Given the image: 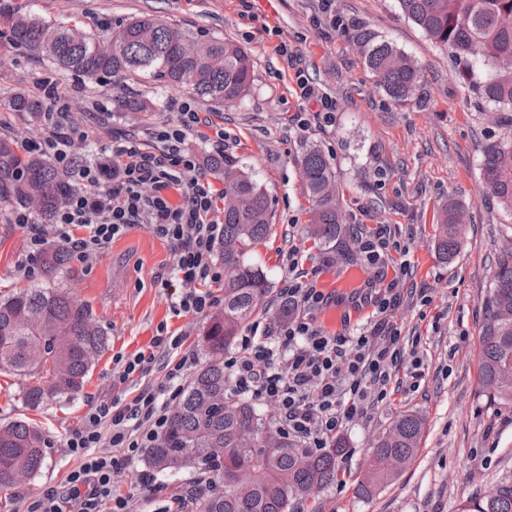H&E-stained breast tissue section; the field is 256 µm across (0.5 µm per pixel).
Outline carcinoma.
<instances>
[{
	"instance_id": "1",
	"label": "carcinoma",
	"mask_w": 512,
	"mask_h": 512,
	"mask_svg": "<svg viewBox=\"0 0 512 512\" xmlns=\"http://www.w3.org/2000/svg\"><path fill=\"white\" fill-rule=\"evenodd\" d=\"M397 2L408 20L448 50L474 100L492 109L494 121L512 112V0ZM0 36L14 48L46 57L63 74L91 82L147 73L225 105L244 100L253 82V60L235 41L164 19L132 18L103 35L66 21L47 22L16 6L0 11ZM345 36L391 99L423 101L421 69L411 56L364 24L349 25ZM10 107L31 116L42 112L39 101L21 93ZM208 167L224 183V224L217 242L224 261V307L211 316L202 337L205 363L169 411L165 432L146 449V462L159 474L198 468L220 478L223 490L201 502L198 512H294L291 497L309 486L322 490L336 482V457L345 447L332 440L312 452L282 436L253 404L229 392L224 350L263 308L269 292L264 274L248 255L268 235L272 211L265 188L239 161L216 156ZM301 169L312 202L307 234L330 244L348 231L334 159L310 146ZM0 174V201L30 203L46 222L77 190L72 172L41 156L22 163L6 141H0ZM481 174L483 197L512 218V134L484 148ZM465 227L464 207L448 201L435 235L440 258L450 261L459 253ZM68 260L64 248L52 245L40 264L50 277ZM108 343L107 331L88 306L61 288L26 289L0 300V370L30 380L25 399L33 407L80 393ZM478 343L482 395L493 405H512V244L498 254ZM423 431L421 415L406 412L375 440L370 467L359 481L363 495L397 477L417 453ZM268 443L281 451L264 454ZM42 444V433L24 421L0 425V492L18 485V473L29 480L40 473ZM460 512H512V477Z\"/></svg>"
}]
</instances>
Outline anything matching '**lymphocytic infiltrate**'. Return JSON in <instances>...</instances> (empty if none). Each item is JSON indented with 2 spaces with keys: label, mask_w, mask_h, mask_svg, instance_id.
<instances>
[{
  "label": "lymphocytic infiltrate",
  "mask_w": 512,
  "mask_h": 512,
  "mask_svg": "<svg viewBox=\"0 0 512 512\" xmlns=\"http://www.w3.org/2000/svg\"><path fill=\"white\" fill-rule=\"evenodd\" d=\"M168 108L176 112V120L155 126L149 141L113 137L105 162L81 167L79 191L55 212L51 223H35L26 209L12 211L8 220L27 228L32 252H40L54 238L85 261L133 228L148 226L175 252L170 277L182 290L172 304L174 311L202 314L217 303L208 284L224 278L223 267L214 259L223 193L186 145L204 123L195 104L173 99ZM44 117L51 126L48 135L25 140L23 150L57 167H71V130L53 111ZM355 244L365 265L383 269L391 261L399 263L397 275L370 299L375 316L369 324L352 335L329 333L316 324L311 311L325 308L330 298L292 257L280 296L297 307V315L277 324L273 342L256 340L251 333L242 336L241 355L224 361L239 393L273 406L280 430L314 450L326 447L344 424L367 419L370 410L387 399L392 370L404 354L402 328L394 313L406 300L402 283L411 274L410 247L388 224L359 230ZM184 342L183 334L169 332L154 337L152 350L118 357V380L123 383L148 369L156 349L174 355L162 381L144 386L131 402L103 399L90 408L65 440L80 465L68 473L62 487L22 499L20 512H134L131 497L116 492L114 478L164 432L167 413L179 401L195 363L194 356L183 351Z\"/></svg>",
  "instance_id": "obj_1"
}]
</instances>
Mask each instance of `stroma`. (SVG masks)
Listing matches in <instances>:
<instances>
[{
  "label": "stroma",
  "instance_id": "1",
  "mask_svg": "<svg viewBox=\"0 0 512 512\" xmlns=\"http://www.w3.org/2000/svg\"><path fill=\"white\" fill-rule=\"evenodd\" d=\"M45 20H73L106 32L124 18L152 15L240 43L253 56L254 85L243 103L218 106L191 88L171 89L157 79L132 75L98 82L79 81L35 60L32 53L0 39V140L19 147L22 140L45 134L41 119L13 112L7 100L23 91L41 97L43 81L57 83L58 105L76 127L73 153L96 156L119 132L145 139L153 126L170 120L167 99L194 100L199 112L224 129L229 153L252 169L265 187L274 212L268 237L250 253L266 275L270 309L289 276L288 252L297 250L304 269H318L316 286L336 298L313 318L327 331L353 334L367 323L372 306L353 308L352 292L377 277L345 243L335 248L308 239L311 203L301 177L300 160L314 145L333 157L343 207L350 224L395 225L410 243V288L427 289L428 305L401 307L396 319L417 348L405 351L394 371L386 402L367 420L346 424L338 433L346 450L337 459L338 477L315 496L296 501L298 512H459L463 502L512 475V407L489 404L477 382L478 333L497 254L512 240V226L481 195L482 150L512 128L492 122L478 109L467 84L447 52L431 43L401 14L396 0H333L337 15L371 26L383 39L415 58L422 67L426 102L398 103L380 89L371 71L330 27L323 0H258L256 17L244 16L239 0H8ZM288 45L280 55L279 42ZM336 103L330 117L308 114L305 126L294 116L302 104L294 88L295 68ZM136 95L152 102L151 112H128L120 102ZM466 208V234L458 256L445 262L433 248L435 215L448 199ZM15 202L0 203V298L21 288H66L87 303L110 336L108 349L95 363L83 391L34 409L23 399L25 382L0 373V422L24 419L44 434L45 466L11 495L0 494V512H17L21 498L38 496L61 484L79 460L64 442L79 427L91 404L101 398L128 403L141 382L157 383L160 364L144 381L119 383L115 354L146 347L159 324L186 336L184 350L204 362L200 336L208 317L174 315L167 290L157 276L169 273L173 248L147 226L114 240L90 262L70 258L55 279L24 276L37 259L27 247L28 230L9 223ZM423 361V376L411 380L413 358ZM425 420L421 447L413 462L390 486L361 496L357 481L365 472L372 443L401 413ZM149 467L137 456L115 478L137 512H181L180 495L199 485L218 488L212 475L189 468L156 476L155 488L143 487Z\"/></svg>",
  "mask_w": 512,
  "mask_h": 512
}]
</instances>
